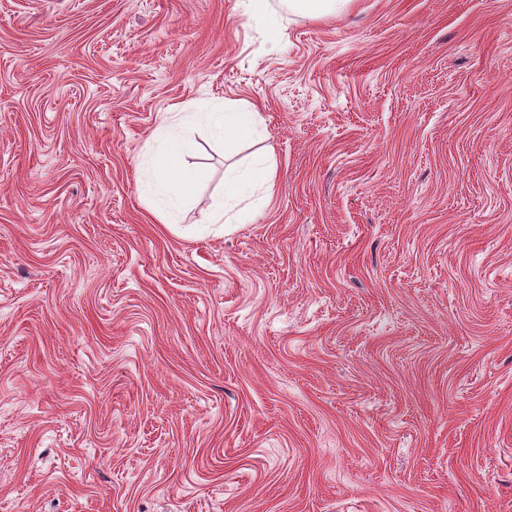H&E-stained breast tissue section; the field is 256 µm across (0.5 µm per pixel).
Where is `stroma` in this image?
<instances>
[{
    "instance_id": "obj_1",
    "label": "stroma",
    "mask_w": 512,
    "mask_h": 512,
    "mask_svg": "<svg viewBox=\"0 0 512 512\" xmlns=\"http://www.w3.org/2000/svg\"><path fill=\"white\" fill-rule=\"evenodd\" d=\"M248 2L0 0V512H512V0ZM288 13L319 18L340 14L352 0H286ZM167 112L141 150L137 182L150 212L162 224H180L189 202L190 177L175 172L179 157L192 143L199 129L223 139H260L265 121L259 112L236 103H223L204 109L176 108ZM276 177V163L270 154H262L250 164L230 169L225 175L221 200L210 212L207 223L241 224L240 205L251 199Z\"/></svg>"
}]
</instances>
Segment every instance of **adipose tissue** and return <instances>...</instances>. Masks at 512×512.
<instances>
[{
    "instance_id": "adipose-tissue-1",
    "label": "adipose tissue",
    "mask_w": 512,
    "mask_h": 512,
    "mask_svg": "<svg viewBox=\"0 0 512 512\" xmlns=\"http://www.w3.org/2000/svg\"><path fill=\"white\" fill-rule=\"evenodd\" d=\"M205 129L221 139H259L266 132L260 113L236 103L204 109L185 107L167 113L146 140L137 165V182L150 212L163 224L182 223L189 202L187 174L176 173L180 156L192 143L195 131ZM276 163L271 155L230 169L221 200L208 216L212 224H235L240 206L263 187L273 183Z\"/></svg>"
}]
</instances>
